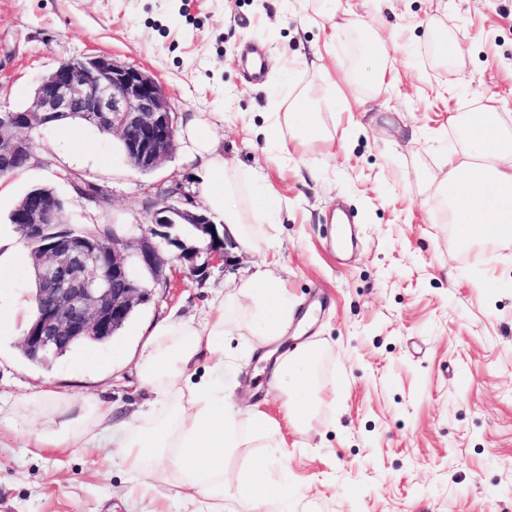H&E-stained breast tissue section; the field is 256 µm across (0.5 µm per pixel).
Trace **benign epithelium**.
<instances>
[{
    "label": "benign epithelium",
    "instance_id": "obj_1",
    "mask_svg": "<svg viewBox=\"0 0 512 512\" xmlns=\"http://www.w3.org/2000/svg\"><path fill=\"white\" fill-rule=\"evenodd\" d=\"M83 115L100 125L112 122L111 128L99 131L112 134L123 146L127 163L138 171L155 170L174 148V108L158 80L110 56L90 55L60 62L41 77L27 106L0 118V174L5 160L15 155L30 158V141L21 132ZM14 210L16 231L25 245L42 238L46 227L61 217L52 203L25 196ZM178 224H192L208 238L203 262H198L199 250L174 233ZM170 246L178 250L175 258L190 275L201 276L211 265L228 260L235 242L219 235L205 214L165 202L155 206L140 236H132L127 224L113 231L108 252L77 237L49 242L31 259L30 271L38 282L31 300L40 315L22 336V349L39 355L77 340L108 339L147 300L136 268L160 279L168 262L163 248Z\"/></svg>",
    "mask_w": 512,
    "mask_h": 512
}]
</instances>
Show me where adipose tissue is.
Here are the masks:
<instances>
[{
  "label": "adipose tissue",
  "mask_w": 512,
  "mask_h": 512,
  "mask_svg": "<svg viewBox=\"0 0 512 512\" xmlns=\"http://www.w3.org/2000/svg\"><path fill=\"white\" fill-rule=\"evenodd\" d=\"M448 122L462 140L459 156L449 159L438 183L449 223L465 234L472 225H481L491 243L511 238L512 127L485 111H460ZM216 130L210 119L198 117L185 126L181 138L205 174L203 193L211 213L225 224L228 236L248 244L251 229L238 201L244 184L216 151ZM238 292L248 301L261 341L278 339L294 313L287 289L261 276L242 282ZM224 306L219 290L203 318L170 317L154 326L138 358L139 387L153 400L124 429L113 431L110 402L78 400L48 386L22 401L0 405V428L38 420V427L28 433L31 448L118 447L142 493L154 490L157 476H175L194 502V512H239L240 504L254 501L287 504V467L258 461L232 476L224 466L237 449L281 447L278 422L258 410L241 418L239 411L225 405L224 388L213 378L194 382L189 377L204 361H212L217 371L224 367ZM319 358L317 348L307 345L275 361V375L293 380V425L311 426L325 405L317 386Z\"/></svg>",
  "instance_id": "ef3b65f1"
}]
</instances>
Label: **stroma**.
<instances>
[{
  "mask_svg": "<svg viewBox=\"0 0 512 512\" xmlns=\"http://www.w3.org/2000/svg\"><path fill=\"white\" fill-rule=\"evenodd\" d=\"M363 19L396 80L356 81L369 46L344 28L336 0H0V109L25 106L60 61L106 54L155 76L176 123L220 112L216 146L228 167L255 176L241 207L251 247L229 265L188 278L170 260L165 282L142 278L149 297L121 335L38 365L19 341L32 317L28 263L0 276V398L51 382L103 397L114 420L137 418L148 396L137 363L150 328L170 315L199 317L215 291L234 293L271 271L295 303L277 344L322 353L320 423L295 428L288 386L264 361L245 310L226 309L224 397L276 418L285 449L245 448L233 470L284 458L288 512H512V241L462 245L445 223L431 176L456 149L449 110L512 115V0H366ZM460 41L447 58L438 33ZM260 42L262 81L240 53ZM315 105L321 136L298 145L288 110ZM30 164L0 193V242L9 216L36 186L66 202L69 223L148 224L157 203L190 198L208 213L202 178L182 145L156 170L132 168L93 125L71 121L30 133ZM81 177L107 190L98 208ZM350 213L357 247H334L333 211ZM117 448L39 451L0 432V512H188L175 477L140 496Z\"/></svg>",
  "mask_w": 512,
  "mask_h": 512,
  "instance_id": "obj_1",
  "label": "stroma"
}]
</instances>
